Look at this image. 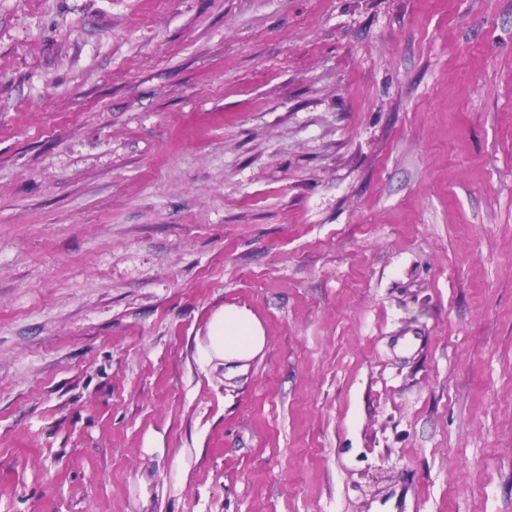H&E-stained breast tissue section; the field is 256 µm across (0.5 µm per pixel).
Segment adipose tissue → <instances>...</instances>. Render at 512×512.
<instances>
[{
  "mask_svg": "<svg viewBox=\"0 0 512 512\" xmlns=\"http://www.w3.org/2000/svg\"><path fill=\"white\" fill-rule=\"evenodd\" d=\"M205 354L228 365L251 361L266 346V336L258 318L248 309L228 305L215 312L208 327Z\"/></svg>",
  "mask_w": 512,
  "mask_h": 512,
  "instance_id": "1",
  "label": "adipose tissue"
}]
</instances>
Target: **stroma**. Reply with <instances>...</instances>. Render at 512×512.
<instances>
[{
  "label": "stroma",
  "instance_id": "1",
  "mask_svg": "<svg viewBox=\"0 0 512 512\" xmlns=\"http://www.w3.org/2000/svg\"><path fill=\"white\" fill-rule=\"evenodd\" d=\"M0 512H512V0H0ZM205 354L224 364L239 365L258 356L266 346V336L258 318L248 309L228 305L215 312L208 327Z\"/></svg>",
  "mask_w": 512,
  "mask_h": 512
}]
</instances>
